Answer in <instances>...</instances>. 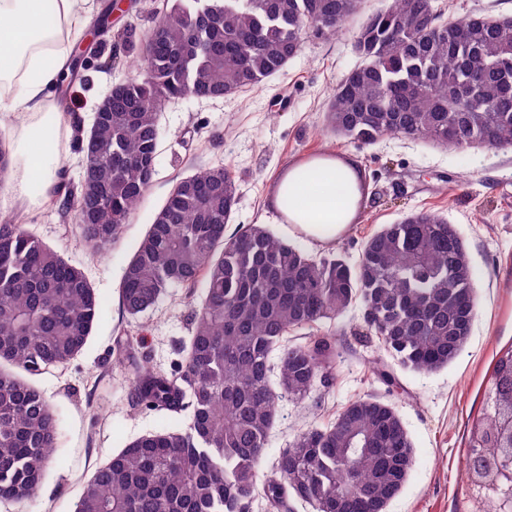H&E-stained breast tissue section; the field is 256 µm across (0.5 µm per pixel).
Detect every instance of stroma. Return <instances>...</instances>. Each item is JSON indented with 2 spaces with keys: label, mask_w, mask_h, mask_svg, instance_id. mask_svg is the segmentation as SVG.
Masks as SVG:
<instances>
[{
  "label": "stroma",
  "mask_w": 512,
  "mask_h": 512,
  "mask_svg": "<svg viewBox=\"0 0 512 512\" xmlns=\"http://www.w3.org/2000/svg\"><path fill=\"white\" fill-rule=\"evenodd\" d=\"M108 0H87L79 40L84 65L67 89L69 108L90 129L97 104L112 85L130 77L115 63L112 34L98 25ZM388 0H361L358 12L333 36L308 34L283 71L258 86L217 99L186 98L166 105L159 118L156 174L122 239L95 251L79 236L74 214L58 204L15 205L9 213L65 259L85 271L103 302L84 351L68 365L33 376L60 419L58 448L36 497L0 502V512H75L84 482L128 442L162 429H182L185 416L135 406L129 380L135 367L175 369L180 342L191 333L190 307L173 289L147 313L133 318L119 303L122 269L180 178L224 165L236 176L239 202L228 231L264 224L313 254H339L357 262L368 237L382 225L421 210L445 214L466 243L477 274V311L471 334L448 367L424 374L395 368V390L373 374L389 356L376 337L355 332L360 312L336 321V380L301 405L284 400L270 433L263 469L293 437L320 426L359 397L386 399L412 440L414 468L386 512H467L470 489L460 461L467 430L482 408V394L500 351L512 347V148L457 150L423 139L389 136L359 146L327 130V103L361 58L354 33ZM443 20L472 15L511 16L512 0H434ZM331 152L352 156L367 180L364 206L333 244L300 234L269 199L289 165ZM132 341L134 359L117 364L119 338Z\"/></svg>",
  "instance_id": "stroma-1"
}]
</instances>
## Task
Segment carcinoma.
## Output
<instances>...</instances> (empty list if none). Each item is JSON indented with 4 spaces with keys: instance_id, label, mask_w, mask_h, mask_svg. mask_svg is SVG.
Wrapping results in <instances>:
<instances>
[{
    "instance_id": "carcinoma-1",
    "label": "carcinoma",
    "mask_w": 512,
    "mask_h": 512,
    "mask_svg": "<svg viewBox=\"0 0 512 512\" xmlns=\"http://www.w3.org/2000/svg\"><path fill=\"white\" fill-rule=\"evenodd\" d=\"M359 0H171L145 29L114 35L128 57L148 56L80 150L70 202L82 239L117 243L155 176L159 110L175 99L254 87L284 69L316 26L340 31ZM362 63L329 100L325 126L370 146L385 136L450 148H512V18L442 22L432 0H392L354 35ZM238 203L232 172L216 165L179 179L126 262L119 300L135 317L172 288L192 304L178 370L138 367L135 403L189 412L182 430L128 443L84 484L75 512H386L415 463L390 405L359 397L298 435L258 472L280 399L301 402L335 379L336 318L360 310L362 327L402 366L440 370L461 352L476 314V274L456 227L420 211L387 224L352 265L311 255L261 224L225 234ZM101 301L84 270L11 219L0 220V502L33 499L57 448L59 419L44 393L12 371L67 365L85 348ZM308 329L303 343L291 333ZM512 365L501 352L475 422L498 430L495 384Z\"/></svg>"
}]
</instances>
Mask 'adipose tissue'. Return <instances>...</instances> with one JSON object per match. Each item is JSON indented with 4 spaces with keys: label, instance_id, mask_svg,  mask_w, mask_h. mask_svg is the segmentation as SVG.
Wrapping results in <instances>:
<instances>
[{
    "label": "adipose tissue",
    "instance_id": "1",
    "mask_svg": "<svg viewBox=\"0 0 512 512\" xmlns=\"http://www.w3.org/2000/svg\"><path fill=\"white\" fill-rule=\"evenodd\" d=\"M85 23L79 0H0V114L38 116L14 148L24 164L12 189L21 202L37 203L60 179V114L51 97L71 77V41ZM357 171L353 159L332 154L289 166L274 206L307 237L334 243L362 209Z\"/></svg>",
    "mask_w": 512,
    "mask_h": 512
}]
</instances>
